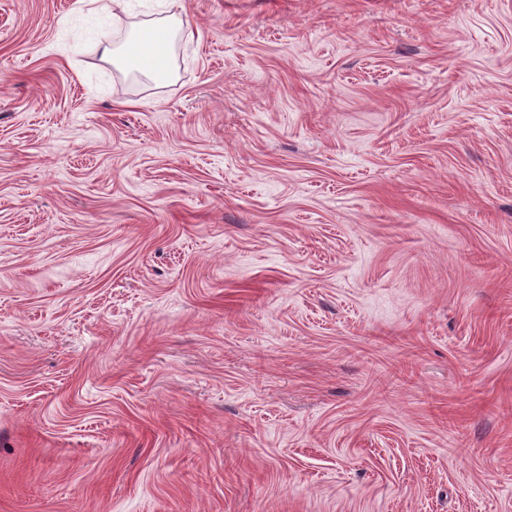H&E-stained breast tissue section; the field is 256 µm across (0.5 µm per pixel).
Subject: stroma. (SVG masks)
Wrapping results in <instances>:
<instances>
[{
  "label": "stroma",
  "instance_id": "1",
  "mask_svg": "<svg viewBox=\"0 0 512 512\" xmlns=\"http://www.w3.org/2000/svg\"><path fill=\"white\" fill-rule=\"evenodd\" d=\"M0 0V512H512V0ZM131 0H78L73 17L82 26L88 39H98L111 27L118 12L127 8ZM112 62L125 70L144 75L155 83H165L172 77L169 64L170 40L164 29L145 25L131 32L126 40L112 50Z\"/></svg>",
  "mask_w": 512,
  "mask_h": 512
}]
</instances>
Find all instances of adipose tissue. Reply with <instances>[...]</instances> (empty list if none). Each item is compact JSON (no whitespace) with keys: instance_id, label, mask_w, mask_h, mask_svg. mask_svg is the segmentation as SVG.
Segmentation results:
<instances>
[{"instance_id":"adipose-tissue-1","label":"adipose tissue","mask_w":512,"mask_h":512,"mask_svg":"<svg viewBox=\"0 0 512 512\" xmlns=\"http://www.w3.org/2000/svg\"><path fill=\"white\" fill-rule=\"evenodd\" d=\"M128 0H77L73 16L87 38L98 39L111 27ZM112 59L125 70L144 75L157 83L171 79L170 40L164 29L145 25L131 32L126 40L111 50Z\"/></svg>"}]
</instances>
